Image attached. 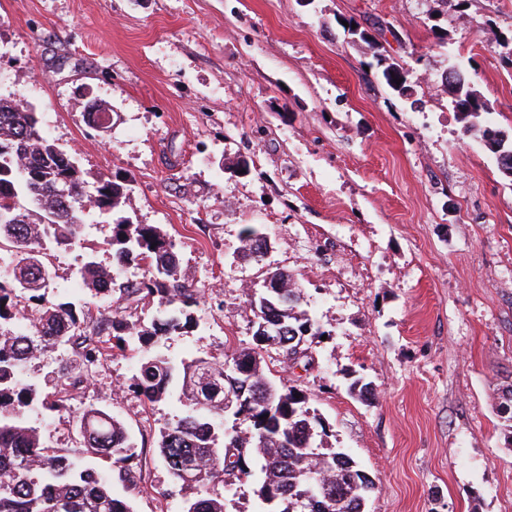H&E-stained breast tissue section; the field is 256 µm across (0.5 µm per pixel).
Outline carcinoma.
<instances>
[{
  "mask_svg": "<svg viewBox=\"0 0 512 512\" xmlns=\"http://www.w3.org/2000/svg\"><path fill=\"white\" fill-rule=\"evenodd\" d=\"M387 86L407 95L404 74L394 64L381 70ZM461 100L471 101L469 115L478 118L488 105L468 83L454 86ZM127 204L124 188L107 176L88 189L83 172L62 158L39 127L37 113L14 99L0 98V512H132L130 503L112 493V482L134 484L141 463L123 423L106 410L87 406L79 415L83 448L61 455L44 442L28 414L41 409H70L72 391L86 376L62 373L61 396L50 401L24 377L25 364L43 349L69 344L87 368L112 350L137 343L139 360L132 388L153 403L167 396L175 379L182 380L192 411L161 432L158 451L172 480L182 487L242 481L260 473L256 495L260 512H364L375 483L345 452L315 444L321 422L310 415L308 397L294 386L272 380L261 365L260 346L280 347L291 362L306 355L303 343L321 332L301 309V290L292 277L276 271L285 296L268 290L249 305L254 317L265 311L288 325L273 339L254 336L256 347L217 363L196 358L180 368L154 350L158 338L183 334L195 324L192 310L198 291L181 280L175 241L151 224L119 220L113 224L112 263L106 270L91 257L80 270L84 283L98 293L117 295V306L92 323L72 301L47 298L49 270L44 258L50 248L70 250L81 245L86 212L113 216ZM265 240L245 230V250L259 256ZM145 264L141 280H118L131 264ZM156 297L173 310L145 326L133 319L132 305ZM34 301L39 315L25 329L16 327L18 305ZM109 331L112 342L103 339ZM232 413L238 430L215 443V420ZM104 456L106 473L86 466V458ZM259 471H254V467ZM183 512H224L218 492L185 501Z\"/></svg>",
  "mask_w": 512,
  "mask_h": 512,
  "instance_id": "1",
  "label": "carcinoma"
}]
</instances>
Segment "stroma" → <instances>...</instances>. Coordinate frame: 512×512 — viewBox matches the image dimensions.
Returning <instances> with one entry per match:
<instances>
[{
	"label": "stroma",
	"mask_w": 512,
	"mask_h": 512,
	"mask_svg": "<svg viewBox=\"0 0 512 512\" xmlns=\"http://www.w3.org/2000/svg\"><path fill=\"white\" fill-rule=\"evenodd\" d=\"M512 0H0V97L33 106L87 181L124 187L122 210L179 247L196 324L157 348L174 364L254 347L251 294L292 274L325 339L310 370L263 347L266 373L302 390L376 483L366 512H512V180L484 129L512 130ZM395 63L410 98L378 59ZM481 93L453 103L449 65ZM108 103L95 131L87 101ZM265 237L244 257L246 229ZM83 249L52 251L49 293L94 321L112 297L80 284ZM87 372L69 412L31 415L46 444L76 451L88 405L128 429L143 462L133 512H182L188 496L157 450L187 412L148 404L131 352L85 371L68 345L30 360L46 397L60 368ZM375 396L360 397L358 384ZM451 86L454 88V94H458L457 99H461L463 101L472 100L470 104L471 112L463 113H467V115H470L474 118H479L482 113H488V105L482 99L480 93H478L477 90L471 88L469 84L466 83L464 77L462 83Z\"/></svg>",
	"instance_id": "obj_1"
}]
</instances>
